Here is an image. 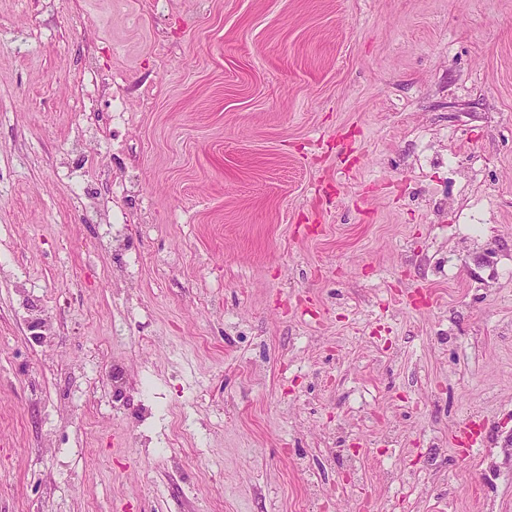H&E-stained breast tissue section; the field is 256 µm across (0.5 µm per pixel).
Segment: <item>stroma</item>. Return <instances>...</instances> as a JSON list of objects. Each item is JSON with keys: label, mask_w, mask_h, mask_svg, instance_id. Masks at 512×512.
Wrapping results in <instances>:
<instances>
[{"label": "stroma", "mask_w": 512, "mask_h": 512, "mask_svg": "<svg viewBox=\"0 0 512 512\" xmlns=\"http://www.w3.org/2000/svg\"><path fill=\"white\" fill-rule=\"evenodd\" d=\"M511 268L512 0H0V512H512Z\"/></svg>", "instance_id": "1"}]
</instances>
